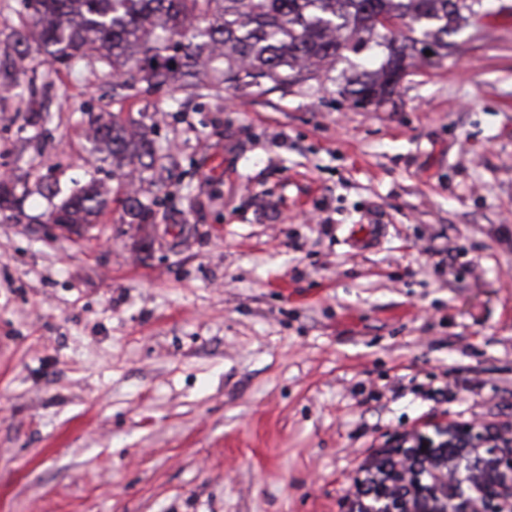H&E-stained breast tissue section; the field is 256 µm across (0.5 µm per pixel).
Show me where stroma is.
I'll return each mask as SVG.
<instances>
[{
    "mask_svg": "<svg viewBox=\"0 0 512 512\" xmlns=\"http://www.w3.org/2000/svg\"><path fill=\"white\" fill-rule=\"evenodd\" d=\"M26 11L0 0V512H348L396 438L512 426V12L358 107L342 59L267 93L23 73ZM113 112L176 167L93 151ZM91 179L88 233L37 223L39 184Z\"/></svg>",
    "mask_w": 512,
    "mask_h": 512,
    "instance_id": "35a3bbf8",
    "label": "stroma"
}]
</instances>
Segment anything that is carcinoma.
<instances>
[{"label":"carcinoma","mask_w":512,"mask_h":512,"mask_svg":"<svg viewBox=\"0 0 512 512\" xmlns=\"http://www.w3.org/2000/svg\"><path fill=\"white\" fill-rule=\"evenodd\" d=\"M483 0H35L17 32L18 62L30 42L52 62L77 68L104 62L112 90H150L183 82L202 90L271 89L319 78L345 53L371 58L344 93L358 104L384 102L391 77L422 45L448 55L454 38L477 23ZM88 138L112 160L141 172L161 159L142 129L112 114L89 117ZM17 183L0 181V214L18 209ZM107 204L94 181L45 214L77 233L98 223ZM459 427L434 441L418 436L384 448L355 484L349 512H512L505 464L512 444L487 447Z\"/></svg>","instance_id":"1"}]
</instances>
